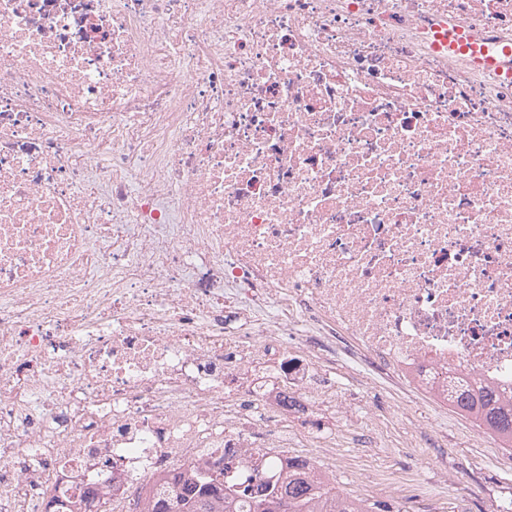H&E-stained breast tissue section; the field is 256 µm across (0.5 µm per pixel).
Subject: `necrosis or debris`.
Wrapping results in <instances>:
<instances>
[{
	"label": "necrosis or debris",
	"instance_id": "necrosis-or-debris-1",
	"mask_svg": "<svg viewBox=\"0 0 512 512\" xmlns=\"http://www.w3.org/2000/svg\"><path fill=\"white\" fill-rule=\"evenodd\" d=\"M512 0H0V512L249 490L332 368L512 387Z\"/></svg>",
	"mask_w": 512,
	"mask_h": 512
}]
</instances>
